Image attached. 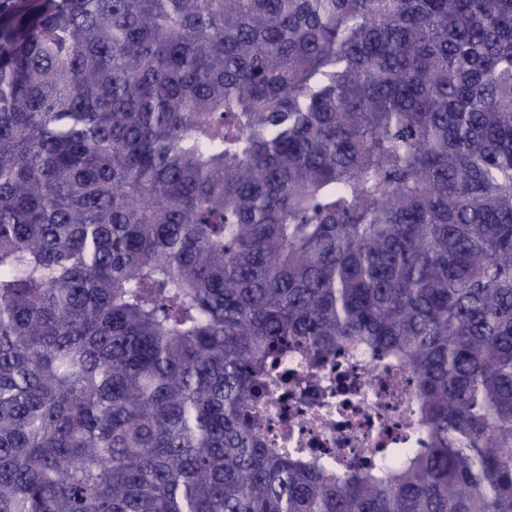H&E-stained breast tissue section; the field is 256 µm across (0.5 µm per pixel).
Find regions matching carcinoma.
Returning a JSON list of instances; mask_svg holds the SVG:
<instances>
[{
	"instance_id": "obj_1",
	"label": "carcinoma",
	"mask_w": 512,
	"mask_h": 512,
	"mask_svg": "<svg viewBox=\"0 0 512 512\" xmlns=\"http://www.w3.org/2000/svg\"><path fill=\"white\" fill-rule=\"evenodd\" d=\"M356 345L425 447L266 446ZM0 512H512V0H0Z\"/></svg>"
}]
</instances>
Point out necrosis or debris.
<instances>
[{"instance_id":"obj_1","label":"necrosis or debris","mask_w":512,"mask_h":512,"mask_svg":"<svg viewBox=\"0 0 512 512\" xmlns=\"http://www.w3.org/2000/svg\"><path fill=\"white\" fill-rule=\"evenodd\" d=\"M284 367L288 385L279 390L280 401L261 428L271 447L329 451L361 461L392 436L399 447H422L418 425L392 397L394 389H413L409 371L390 379L385 361L361 349L330 355L298 350L289 353Z\"/></svg>"}]
</instances>
